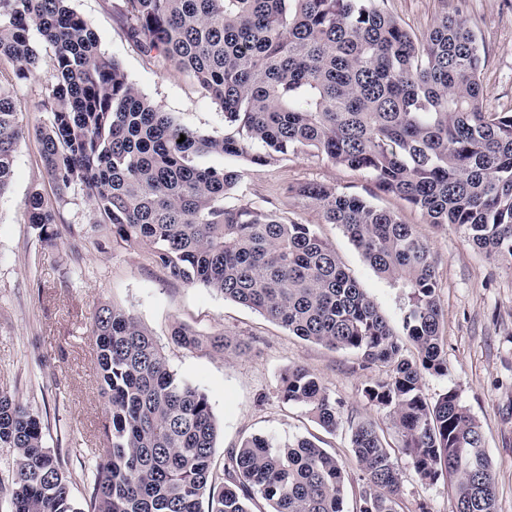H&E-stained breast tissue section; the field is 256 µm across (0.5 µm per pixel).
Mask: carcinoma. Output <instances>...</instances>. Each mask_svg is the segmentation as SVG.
Listing matches in <instances>:
<instances>
[{
	"label": "carcinoma",
	"mask_w": 512,
	"mask_h": 512,
	"mask_svg": "<svg viewBox=\"0 0 512 512\" xmlns=\"http://www.w3.org/2000/svg\"><path fill=\"white\" fill-rule=\"evenodd\" d=\"M71 0H0V193L24 136L13 88L37 76V33L54 51L35 105L39 155L51 194L32 191L28 223L51 241L80 190L112 238L148 249L168 276L249 307L304 340L387 368L363 396L388 410L419 480L452 482L455 512H497L492 462L479 424L450 390L423 397L445 375L435 261L412 225L335 186L289 188L342 227L364 260L404 290L403 332L347 273L315 225L277 210L226 205L242 172L202 156L267 165L289 154L325 157L373 177L379 191L453 224L512 270V112L486 109L485 62L467 19L442 17L415 38L384 0H121L130 38L148 58L190 74L233 132L177 123L99 50ZM185 141H180V136ZM106 444L79 507L65 463L46 446L40 416L0 394V447L14 469L0 497L11 512H344V465L307 438L254 437L212 456L217 425L207 396L179 380L151 332L111 304L91 318ZM406 336L416 351L409 357ZM174 343L222 357L240 349L223 333L178 326ZM284 402L330 432L348 425L364 474L356 512H398L401 483L370 420H343L336 398L308 370L282 377ZM207 508H202V503Z\"/></svg>",
	"instance_id": "cac0c4a2"
}]
</instances>
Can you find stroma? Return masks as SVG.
Segmentation results:
<instances>
[{"label":"stroma","instance_id":"35a3bbf8","mask_svg":"<svg viewBox=\"0 0 512 512\" xmlns=\"http://www.w3.org/2000/svg\"><path fill=\"white\" fill-rule=\"evenodd\" d=\"M115 3L72 0L71 6L91 23L101 52L118 60L157 107L187 127L223 134L220 108L192 76L164 59L143 56L128 37ZM384 6L420 39L444 15L466 18L487 56L481 72L489 91L486 105L494 112H512V0H385ZM36 47L37 78L14 88L22 118L29 124L39 119L34 106L54 61L50 46L40 41ZM201 163L242 171L231 203L273 206L284 216L315 225L349 275L396 328L406 306L400 290L366 263L340 226L325 223L318 209L290 189L311 181L332 184L414 225L436 257L448 361L447 375L425 376L423 394L432 402L448 390L458 392L482 428L493 462L498 512H512V272L475 248L462 229L429 224L419 210L379 192L370 175L325 158L289 155L256 166L233 157L205 156ZM47 186L38 141L27 137L16 152L11 183L0 194V393L40 414L46 444L65 461L78 502L89 498V467L101 446L107 417L89 322L97 306L110 302L135 315L162 347L176 376L207 395L218 426L216 467H223L229 449L254 436L279 444L307 437L343 462L345 509L354 512L363 482L348 428L327 432L304 408L281 398L283 375L301 366L332 392L343 418L375 421L401 478L398 512H455L451 486L419 481L400 447L392 416L364 398L365 380L383 376L382 368L363 367L352 352L291 335L209 288L168 278L143 246L115 241L108 229L95 226L82 192L72 193L63 211L72 232L61 233L52 244L42 243L27 222L25 201L33 188ZM178 325L202 335L226 334L243 349L219 358L183 348L171 339Z\"/></svg>","mask_w":512,"mask_h":512}]
</instances>
